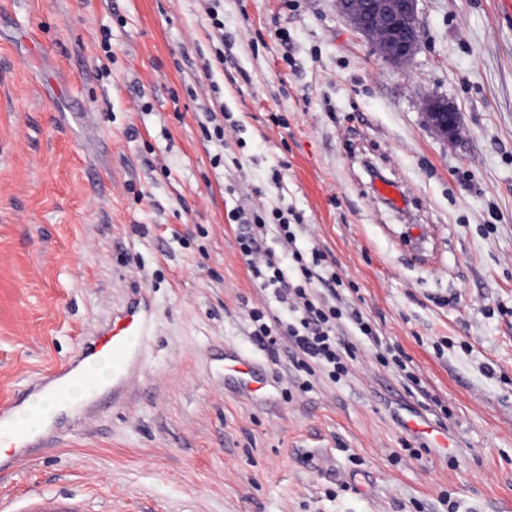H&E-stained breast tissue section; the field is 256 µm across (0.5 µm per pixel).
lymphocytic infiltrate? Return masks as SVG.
Masks as SVG:
<instances>
[{
	"instance_id": "1",
	"label": "lymphocytic infiltrate",
	"mask_w": 512,
	"mask_h": 512,
	"mask_svg": "<svg viewBox=\"0 0 512 512\" xmlns=\"http://www.w3.org/2000/svg\"><path fill=\"white\" fill-rule=\"evenodd\" d=\"M231 216L247 229L238 245L254 279L270 290L288 313L283 320L266 310L250 309L254 339L267 348L289 340L300 367H321L332 381H339L348 373L340 333L362 336L373 343L378 340L364 314L345 305L341 276L326 264L318 247H298L295 224L281 210L237 208ZM270 236L280 243V250L263 247L264 238Z\"/></svg>"
}]
</instances>
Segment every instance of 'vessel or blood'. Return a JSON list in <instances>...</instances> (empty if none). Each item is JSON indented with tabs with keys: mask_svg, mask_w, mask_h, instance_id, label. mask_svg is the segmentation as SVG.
<instances>
[{
	"mask_svg": "<svg viewBox=\"0 0 512 512\" xmlns=\"http://www.w3.org/2000/svg\"><path fill=\"white\" fill-rule=\"evenodd\" d=\"M153 323L146 307L139 300H131L110 324L82 344L78 354L63 370H56L30 380L10 402L0 405V439L7 444L0 451V473L19 469L30 464L33 449L43 447L44 439L32 437L12 419L15 409L26 399L41 397H63L68 380L84 375L97 360L106 358L112 362V385L108 393L112 400H123L128 396L131 372L139 361L137 341L150 336ZM225 373L235 375L243 393L253 395L260 392L263 380L247 359L234 355L224 360ZM21 512H80L76 498L66 492L47 494L40 490H29L23 495Z\"/></svg>",
	"mask_w": 512,
	"mask_h": 512,
	"instance_id": "b4317fda",
	"label": "vessel or blood"
}]
</instances>
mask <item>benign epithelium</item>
Masks as SVG:
<instances>
[{
  "mask_svg": "<svg viewBox=\"0 0 512 512\" xmlns=\"http://www.w3.org/2000/svg\"><path fill=\"white\" fill-rule=\"evenodd\" d=\"M418 0H336L339 14L389 65L406 68L422 38ZM429 125L441 136L452 139L459 128V113L440 96L424 101Z\"/></svg>",
  "mask_w": 512,
  "mask_h": 512,
  "instance_id": "1",
  "label": "benign epithelium"
}]
</instances>
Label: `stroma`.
<instances>
[{"mask_svg":"<svg viewBox=\"0 0 512 512\" xmlns=\"http://www.w3.org/2000/svg\"><path fill=\"white\" fill-rule=\"evenodd\" d=\"M208 5L0 0V402L131 297L155 324L132 398L7 489L84 512H512V0H419L404 70L334 0H223L222 45ZM373 167L408 206L377 200ZM238 206L299 214L418 384L364 339L336 383L256 343ZM228 350L264 397L225 378ZM429 125L441 136L452 139L459 128V113L456 108L440 96H430L424 101ZM24 507L19 512H80L76 498L67 492L46 494L41 490H27Z\"/></svg>","mask_w":512,"mask_h":512,"instance_id":"stroma-1","label":"stroma"}]
</instances>
